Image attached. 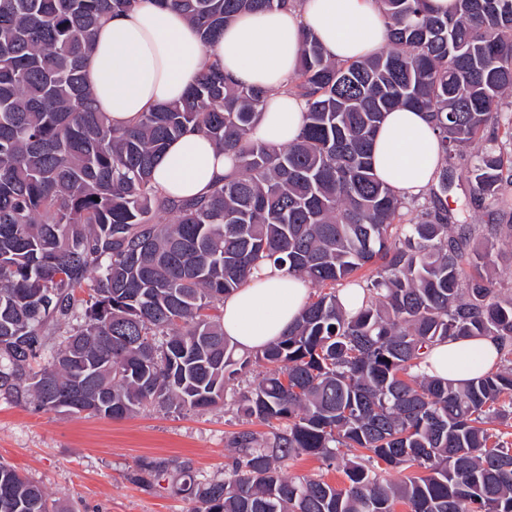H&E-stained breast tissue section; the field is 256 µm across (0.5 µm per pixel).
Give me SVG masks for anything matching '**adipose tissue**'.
<instances>
[{"mask_svg":"<svg viewBox=\"0 0 512 512\" xmlns=\"http://www.w3.org/2000/svg\"><path fill=\"white\" fill-rule=\"evenodd\" d=\"M313 33L333 61L363 59L386 43L378 0H300L298 6L240 15L223 35L203 44L186 17L156 0H139L127 12L103 18L85 61L93 103L112 125L125 128L141 113L180 100L203 68L217 63L234 84L266 93L254 140L273 147L300 133L304 102L289 89L301 55L302 36ZM440 140L427 113L398 108L382 121L373 144L377 177L397 194L427 193L441 164ZM236 173L231 156L188 130L160 155L153 174L159 192L198 199ZM309 300L305 282L270 264L224 301V334L238 351L277 340ZM499 348L490 336L450 339L421 360L422 373L455 383L496 366Z\"/></svg>","mask_w":512,"mask_h":512,"instance_id":"adipose-tissue-1","label":"adipose tissue"}]
</instances>
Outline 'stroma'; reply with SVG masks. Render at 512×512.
Listing matches in <instances>:
<instances>
[{
    "instance_id": "35a3bbf8",
    "label": "stroma",
    "mask_w": 512,
    "mask_h": 512,
    "mask_svg": "<svg viewBox=\"0 0 512 512\" xmlns=\"http://www.w3.org/2000/svg\"><path fill=\"white\" fill-rule=\"evenodd\" d=\"M238 428L229 398L204 412L149 407L112 420L41 411L0 393V463L42 486L61 512H192L177 491L180 476L148 492L129 473L141 459L163 457L191 462L199 480L223 477L225 437Z\"/></svg>"
}]
</instances>
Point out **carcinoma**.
Segmentation results:
<instances>
[{"instance_id":"cac0c4a2","label":"carcinoma","mask_w":512,"mask_h":512,"mask_svg":"<svg viewBox=\"0 0 512 512\" xmlns=\"http://www.w3.org/2000/svg\"><path fill=\"white\" fill-rule=\"evenodd\" d=\"M136 2L0 0V392L123 419L146 404L204 411L262 367L234 389L249 427L227 436L224 477L177 466L194 512H512V285L491 274L498 236L512 234V0H456L445 15L378 0L388 49L358 61H330L304 34L291 82L304 125L280 148L250 136L265 91L215 65L129 128L95 110L84 63L97 27ZM156 2L205 44L241 13L294 5ZM399 107L429 113L441 138L426 205L374 173V137ZM189 127L237 174L204 201L170 202L153 170ZM459 168L485 224L454 222ZM267 261L313 294L283 336L240 355L215 311ZM344 283L365 293L353 314ZM475 336L498 340L497 367L463 383L416 372L433 345ZM303 455L342 461L344 486L285 477ZM170 471L146 458L130 479L151 491ZM0 512L60 510L0 464Z\"/></svg>"}]
</instances>
